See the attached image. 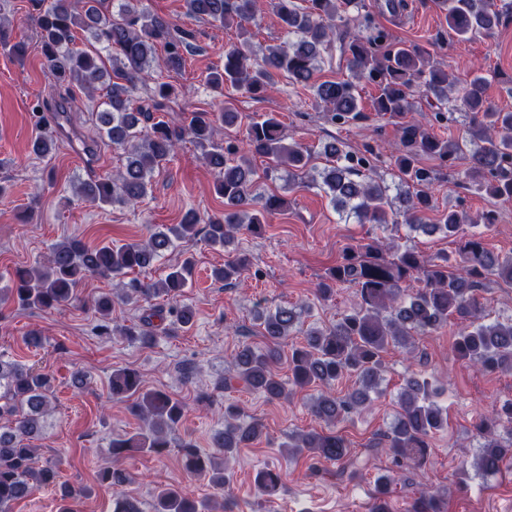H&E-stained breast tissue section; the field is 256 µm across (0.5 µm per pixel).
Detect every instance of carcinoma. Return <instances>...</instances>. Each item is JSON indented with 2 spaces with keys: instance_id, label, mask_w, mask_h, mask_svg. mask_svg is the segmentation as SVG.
I'll use <instances>...</instances> for the list:
<instances>
[{
  "instance_id": "obj_1",
  "label": "carcinoma",
  "mask_w": 512,
  "mask_h": 512,
  "mask_svg": "<svg viewBox=\"0 0 512 512\" xmlns=\"http://www.w3.org/2000/svg\"><path fill=\"white\" fill-rule=\"evenodd\" d=\"M37 14L40 47L46 77L72 93L97 92L101 109L96 113V134L124 152L123 170L98 177L83 186L84 197L104 205L133 207L143 199L156 172L174 157L184 133L201 151L214 174L217 193L224 199V211L207 220L210 244L234 254L233 259L213 271L216 280L230 283L249 265L237 252L238 234L245 230L262 234L267 214L282 209V197L258 191L250 156L270 160L265 176L274 179L288 170V189L316 188L329 197L335 209L347 213L359 224H396L388 219L392 207L390 186L383 179L365 173L367 161L356 158L332 142L323 148L325 166L312 163L313 156L299 141L283 142L281 123L273 113L252 119L244 138H215L216 125H237L239 113L230 108L208 114L195 112L187 128L154 120L151 110L141 105L140 91L153 81V107L179 100L182 92L169 82L152 80L157 69L179 74L191 52V34L176 23L140 7L141 0H29ZM448 29L468 41L489 36L501 24L512 21V0H436ZM278 18L285 40L259 50L246 38L224 50V64L209 72L207 84L224 90L231 86L253 98L272 92L281 79L312 93L316 109L334 122L362 118L358 85L376 86V112L403 118L413 111L412 98L421 93L439 103L433 118L454 123L458 116L468 119L463 139H438L422 125L408 121L400 126V141L394 156L398 170L399 197L405 204L403 223L412 231L439 233L459 239L457 257L427 256L415 248L393 241L373 240L348 246L341 260L329 269L316 286L326 299L338 285L356 289L358 303L339 314L336 322L311 326L305 331L306 344H288L302 325L305 305L257 308L267 344L256 347L242 342L234 352V374L220 379L217 387L230 389L233 381L262 393L267 400L287 398L307 389L315 391L309 402L313 416L329 427L322 432L299 433L288 444V457L308 456L320 463L337 466L340 474L353 479L361 467L348 469L350 449L332 427L362 413L379 393L384 381V354L400 349L415 357V337L433 333L456 320L457 334L452 350L473 367L487 372H512V314L487 320L480 292L489 281L512 287V254H495L485 247L482 233L475 228L490 227V213L476 217L450 209L429 224L425 215L434 210L432 170L419 165L428 155L450 167L464 161L461 185L493 198L512 200V111L493 107L485 94V77L475 74L459 85L445 69L431 63L430 53L417 45L391 39L377 26L364 0H268ZM184 15L205 19L221 27L244 28L260 12L259 0H183ZM346 70L341 80H322L325 68ZM74 97L53 105L39 102L32 108L35 125L46 123L45 113L60 114L71 108ZM56 137L45 131L31 143L38 157L50 155ZM201 218L189 211L179 224H158L141 243L91 247L82 240L65 236L54 242L45 257L44 271L18 268L6 287L0 289V307L16 302L22 306L54 309L77 300L75 289L83 279L96 275L116 281L118 292L95 301L99 314L98 333L111 336L110 315L115 301L124 304L164 296L172 301L168 309L152 308L143 315L139 330L120 335L152 345L166 328L153 322L172 318L180 326L193 322L191 305L179 302L193 274V258L172 266L157 282L145 283L129 274L145 268L175 246L199 233ZM422 287L409 291L410 281ZM288 353V380L278 376L275 366ZM356 378L358 388L336 395V382ZM112 397L134 396L132 410L148 421L146 428L112 440V466L98 474L100 483L115 491L113 512H143L140 501L122 491L127 482L120 462L132 453L165 455L171 435L185 415L182 400L160 389H147L139 371L124 367L112 373ZM434 382L416 372L405 380L397 396V410L388 428L377 435L372 448L386 453L393 467L379 474L375 482L373 512H389L388 498L404 470L411 468L426 478L430 439L448 426L446 409L436 400ZM52 392L49 377L5 354H0V512L29 497L35 490L60 488L58 512H75L74 504L85 490L58 482L52 465L35 466L32 441L41 433V419L47 413ZM479 450L472 464L462 465L463 475L473 468L475 475L488 477L499 472L506 457L512 456V400H506L475 424ZM262 434L256 423L240 422V408L224 405V430L215 438L216 450L202 452L190 440L179 444L184 470L206 478L214 487L229 482L224 463L238 450ZM254 486L274 500L282 486L281 474L259 469ZM223 499L197 500L183 486L166 484L154 494L153 512H228ZM408 512H442L441 494L424 488Z\"/></svg>"
}]
</instances>
